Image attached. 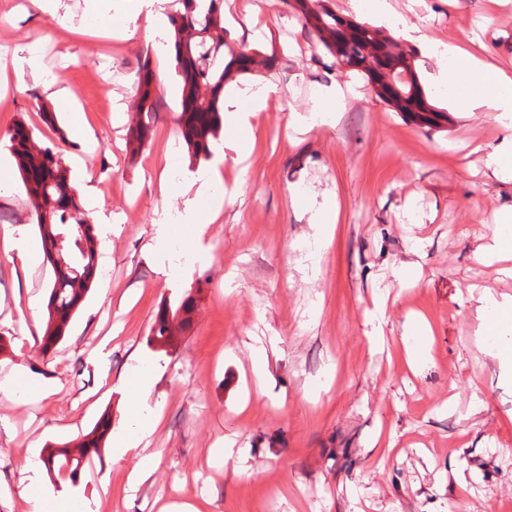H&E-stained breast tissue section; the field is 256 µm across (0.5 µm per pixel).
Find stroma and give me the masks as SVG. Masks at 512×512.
I'll use <instances>...</instances> for the list:
<instances>
[{"label": "stroma", "instance_id": "1", "mask_svg": "<svg viewBox=\"0 0 512 512\" xmlns=\"http://www.w3.org/2000/svg\"><path fill=\"white\" fill-rule=\"evenodd\" d=\"M57 0L49 11L30 0H0V43L14 69L29 56L41 81L11 82L0 110V156L18 119L39 145L57 147L75 183L91 178L112 215L101 239L105 269L76 312L68 336L43 355L31 302L45 304L49 270L24 265L0 245V379L14 370L46 384L24 401L0 396V512H30L22 493L32 449L86 434L102 414L127 425L122 377L148 352L157 367L148 397L160 410L152 445L159 451L150 478L126 492L133 460L103 448L76 488L92 512H157L156 500L177 496L201 512H512V386L478 334L470 286L512 296V279L478 265L474 253L490 236L497 213L512 205V178L482 176L484 146L495 142L489 113L452 112L433 78L448 62L417 50L422 85L440 109L425 122L394 111L363 74L334 68L288 0H233L236 19L258 12L266 24L254 38L231 30V45L249 43L273 65L237 76L234 86L270 81L280 98L253 121L252 154L238 191L198 195L206 251L178 282L164 255L147 246L163 214L182 211L195 172L178 132L181 84L174 50L135 36H102L103 25H127V0L108 20ZM409 23L428 36L461 44L479 37L487 57L512 72V0L488 10L486 0H396ZM164 72L153 136L137 158L127 151L134 115L133 80L142 65ZM68 87L99 143L60 141L68 114L44 85ZM354 82L355 94L332 125L293 129L317 89ZM57 117L48 127L40 111ZM339 205L334 234L316 262L303 261L312 208L322 195ZM25 225L39 233L17 169L0 171V233ZM411 267L415 287L396 271ZM195 299L192 327L171 346L147 345L165 303ZM386 304L378 348L365 336L375 298ZM424 314L432 328L429 361L411 372L399 348L405 323ZM105 342L107 356L92 349ZM268 355L266 391L254 393L252 349ZM395 434L392 450L375 447L376 433ZM247 448V459L210 462L223 445ZM245 466L249 475H237ZM106 494H98L100 484Z\"/></svg>", "mask_w": 512, "mask_h": 512}]
</instances>
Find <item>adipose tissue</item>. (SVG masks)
I'll use <instances>...</instances> for the list:
<instances>
[{
	"label": "adipose tissue",
	"instance_id": "ef3b65f1",
	"mask_svg": "<svg viewBox=\"0 0 512 512\" xmlns=\"http://www.w3.org/2000/svg\"><path fill=\"white\" fill-rule=\"evenodd\" d=\"M379 17L398 24L406 41L423 45L434 56L447 59L448 67L440 71L439 82L458 83L453 96L457 111L469 112L481 109L492 113L498 128L495 144L487 146L484 158L486 177L501 178L512 175V73L497 66L475 49L466 50L453 43L427 37L423 28L406 23L404 17L393 9L391 0H374ZM275 84L267 83L256 88L246 85L224 97V116L240 131L241 136L225 142L224 147L243 156L248 146L245 133L251 132L254 118L276 93ZM483 264H502V272L512 276V206L499 215L487 244L478 246L475 254ZM478 307L481 334L489 341L488 349L499 364L504 381L512 384V298H497L490 289H482ZM154 368L148 361L129 373L124 381L128 395L127 413L133 421L131 431L116 436L112 454L116 458L131 455L135 464L129 473L130 491H137L149 477L156 461L157 452L150 446L159 418L155 409L147 404V393L153 383ZM42 462H28L26 466V496L32 512H75L77 498L69 488L54 490L44 487Z\"/></svg>",
	"mask_w": 512,
	"mask_h": 512
}]
</instances>
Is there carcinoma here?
<instances>
[{"label": "carcinoma", "mask_w": 512, "mask_h": 512, "mask_svg": "<svg viewBox=\"0 0 512 512\" xmlns=\"http://www.w3.org/2000/svg\"><path fill=\"white\" fill-rule=\"evenodd\" d=\"M303 26L343 67L364 73L377 96L398 112L439 111L430 102L417 73L415 50L366 22L344 17L328 5V0H293ZM183 9L171 18L175 29V61L182 82L178 129L197 161L212 157L211 146L224 123V84L239 74L255 71L248 58L259 66L270 59L242 44L235 48L224 37V0H208L196 10V0H181ZM134 110L139 119L128 133V152L136 157L151 139L152 115L157 88L152 72L142 66L136 73ZM9 149L25 183L39 229L43 263L52 271L48 285L47 316L40 347L53 352L67 335L70 321L91 290L98 264V241L94 226L81 209L79 193L57 152L41 148L35 159L29 144L33 129L18 120L7 132ZM194 298L186 296L176 305L158 309L148 342L171 343L170 322L179 320L182 329L192 325ZM112 417L105 414L74 446L50 448L43 457L49 471L58 470L76 477L100 455Z\"/></svg>", "instance_id": "obj_1"}]
</instances>
